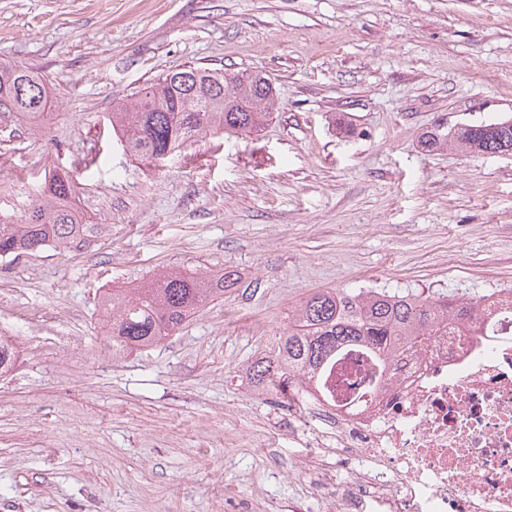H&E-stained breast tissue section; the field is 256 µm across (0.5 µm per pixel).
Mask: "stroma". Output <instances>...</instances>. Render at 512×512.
<instances>
[{
  "label": "stroma",
  "instance_id": "stroma-1",
  "mask_svg": "<svg viewBox=\"0 0 512 512\" xmlns=\"http://www.w3.org/2000/svg\"><path fill=\"white\" fill-rule=\"evenodd\" d=\"M53 100L0 111V216L74 177L94 231L0 258V512H288L312 450L248 368L314 292L512 289V155L426 151L512 118V0H0V61ZM179 65L258 72L276 105L153 167L106 120ZM242 280L146 351L99 306L160 271Z\"/></svg>",
  "mask_w": 512,
  "mask_h": 512
}]
</instances>
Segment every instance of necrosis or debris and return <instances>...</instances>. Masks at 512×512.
Here are the masks:
<instances>
[{
  "instance_id": "necrosis-or-debris-1",
  "label": "necrosis or debris",
  "mask_w": 512,
  "mask_h": 512,
  "mask_svg": "<svg viewBox=\"0 0 512 512\" xmlns=\"http://www.w3.org/2000/svg\"><path fill=\"white\" fill-rule=\"evenodd\" d=\"M315 415L321 512H512V295L498 292L388 371L345 351L325 387L291 377Z\"/></svg>"
}]
</instances>
